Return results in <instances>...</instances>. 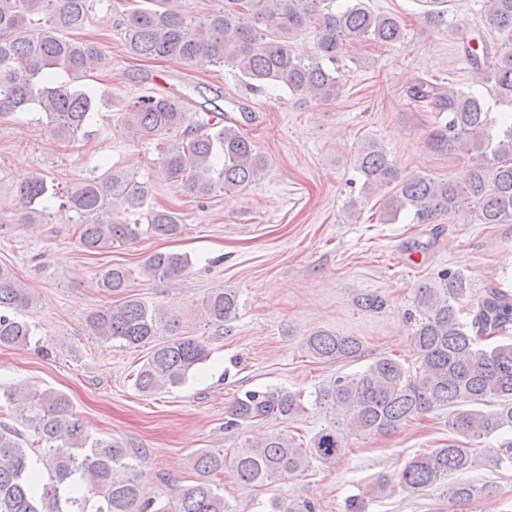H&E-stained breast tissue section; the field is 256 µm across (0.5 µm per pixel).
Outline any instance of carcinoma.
I'll list each match as a JSON object with an SVG mask.
<instances>
[{"label":"carcinoma","mask_w":512,"mask_h":512,"mask_svg":"<svg viewBox=\"0 0 512 512\" xmlns=\"http://www.w3.org/2000/svg\"><path fill=\"white\" fill-rule=\"evenodd\" d=\"M219 7L197 18L178 0H148L123 19L129 54L163 59L197 68L227 66L238 71L252 89L279 85L293 94L323 102L341 93L340 78L322 66L347 44L364 40L394 43L402 37L399 21L371 11L363 0H351L333 12L328 0H218ZM89 0H0V121L34 110L60 140L87 133L93 114L112 106V97L79 82L108 66L93 41L67 33L83 28ZM486 25L512 33V0H488ZM317 30L312 56L295 54L290 41L310 27ZM459 49L480 83L491 86L492 112L484 99L450 88L442 91L429 80L410 88L416 102L448 113L429 133L428 145L438 153L472 160L460 182L428 177L400 178L386 151L376 142L362 146L358 169L366 184L390 189L384 215L396 219L403 210L415 224H434L462 208L476 211L481 224L512 220V51L477 50L466 32ZM200 116L190 120L186 100L162 92L139 95L113 113L116 125L140 139L158 138V174L179 180L197 198L215 187L244 190L266 166L253 141L237 125ZM34 209L29 222L46 217L47 180L34 176L19 188ZM59 207L75 214V235L87 252H102L133 242L142 232L157 238L181 233L177 213L150 203L147 185L125 171L83 179L73 189H58ZM147 210V228L121 219L115 206ZM187 256L154 252L143 271L153 277L180 276ZM131 281L123 267H108L98 287L122 294ZM470 284L460 272H444L434 285L417 288L419 318L414 320L415 369L390 356L375 359L359 372L339 376L314 392L313 404L325 408L355 433L387 434L438 410H448L454 437L440 448L409 458L394 474L375 477L368 489L350 497L347 512H366L368 502L389 490L414 493L443 487L450 499L465 502L482 489L448 478L475 467H512V295L495 290L472 308L468 322L457 305ZM35 297L7 269L0 267V347L30 342L35 327L19 313L32 308ZM205 321L222 326L236 319L239 298L219 288L203 297ZM91 335L126 346L153 344L139 367L134 388L153 395L183 385L209 357L207 346L182 332L180 319L167 316L130 298L95 308L86 315ZM304 347L311 358L327 363L358 357L361 342L318 330ZM30 429L33 439L13 426H0V512H233L215 478L224 467L241 482L264 487L305 471L312 463L333 464L347 448V435L332 425L297 443L284 434L245 439L228 454L222 448L194 452L189 465L195 484L183 488L173 506H155L137 481L139 456L122 442L95 436L71 412L69 397L60 391L14 386L0 389V407ZM304 410L303 395L286 388L247 391L235 398L229 426L268 419L288 420ZM498 440L497 448H470L466 442ZM270 512H316L310 501L286 498L271 503Z\"/></svg>","instance_id":"carcinoma-1"}]
</instances>
